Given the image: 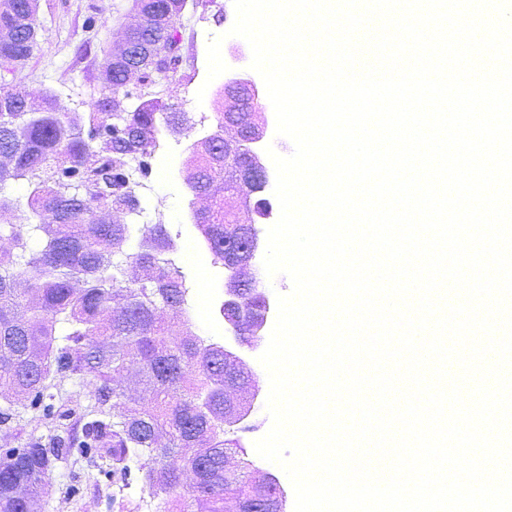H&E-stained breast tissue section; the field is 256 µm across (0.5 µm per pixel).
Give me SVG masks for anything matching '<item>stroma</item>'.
<instances>
[{
  "label": "stroma",
  "instance_id": "stroma-1",
  "mask_svg": "<svg viewBox=\"0 0 512 512\" xmlns=\"http://www.w3.org/2000/svg\"><path fill=\"white\" fill-rule=\"evenodd\" d=\"M133 12V0H38L39 36L32 57L23 65L0 68V88H21L34 95L56 91L63 104L74 112L88 111L91 101L104 90L101 73L109 52L119 41ZM236 20L234 0H191L187 10L174 17L173 31L180 35L182 62L178 76L159 89V95L174 109L186 113L188 132L160 138L151 158L153 165L168 164L169 173L149 182L141 192L144 212L138 224L164 225L179 259L178 245L196 233L194 211L204 198L194 197L184 177L192 146L216 128V103L220 80L207 78V44L229 34ZM186 285L192 293L182 313L174 319L175 329H190L209 341L220 343L238 355L258 383L259 394L247 417L233 426L230 437L241 447L264 437L272 425L266 409L269 395L268 375L259 358L268 341L260 339L246 346L238 343L233 331L215 326L204 310L202 296L196 295L199 279L194 270H186ZM59 426L56 416L42 409H20L8 422L0 423V452L24 447L32 438H45ZM155 501L143 480L138 465L129 471L99 473L87 459L73 455L57 464L49 478V493L43 512H154Z\"/></svg>",
  "mask_w": 512,
  "mask_h": 512
}]
</instances>
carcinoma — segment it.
Segmentation results:
<instances>
[{"mask_svg": "<svg viewBox=\"0 0 512 512\" xmlns=\"http://www.w3.org/2000/svg\"><path fill=\"white\" fill-rule=\"evenodd\" d=\"M38 0H0V27L16 29L15 39L0 43V67L19 66L33 54L37 39L25 24L37 14ZM177 37L157 33L137 38L130 61H105L107 93L88 112H71L47 93L41 105L24 109L27 93L0 89L14 111L0 112V185L24 180L27 224L13 231L21 253L0 250V400L9 406L43 407L56 395L58 374L91 377V409L81 441L72 433L50 444L84 456L106 448L117 462L151 465L144 472L157 512H174L182 497L183 470L194 475L192 509L179 512H266L276 491L275 476L251 471L237 449L224 439V416L246 404L250 377L228 359L224 347L190 330L173 333L164 311H182L189 288L167 255L171 240L161 224L138 227L126 218L142 212L131 180L133 167L148 170L146 159L159 135L189 129L184 112H171L152 89L174 77L180 57L169 56ZM224 142L196 152L188 169L195 188L210 198L199 217L213 256L225 266L246 249L230 200L239 187L224 179ZM45 240L25 255L26 226ZM141 235L139 250L122 262L114 256ZM260 313L255 301L224 308L238 335ZM69 325L58 343L56 324ZM128 373L148 394L145 402L124 400L110 385ZM184 451L183 467L167 458ZM0 460V512H39L54 458L41 440L10 449Z\"/></svg>", "mask_w": 512, "mask_h": 512, "instance_id": "carcinoma-1", "label": "carcinoma"}]
</instances>
